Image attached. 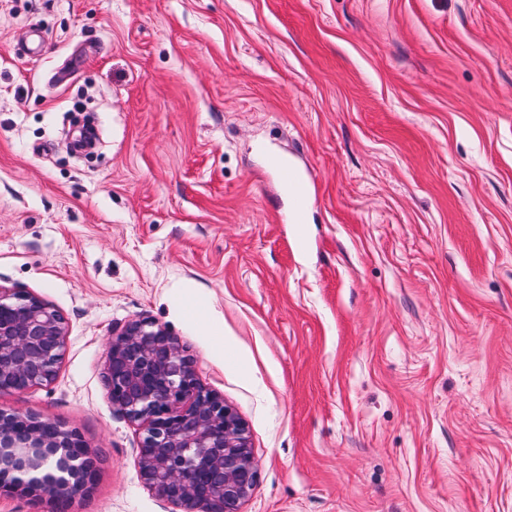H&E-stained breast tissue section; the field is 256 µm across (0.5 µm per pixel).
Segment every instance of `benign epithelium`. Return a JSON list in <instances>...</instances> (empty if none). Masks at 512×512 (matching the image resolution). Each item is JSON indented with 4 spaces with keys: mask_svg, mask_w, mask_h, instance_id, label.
<instances>
[{
    "mask_svg": "<svg viewBox=\"0 0 512 512\" xmlns=\"http://www.w3.org/2000/svg\"><path fill=\"white\" fill-rule=\"evenodd\" d=\"M66 334L52 304L0 287V394L50 384ZM104 379L112 406L142 431L138 463L150 489L181 512H240L258 480L248 429L200 382L177 337L145 318L112 328ZM95 478L79 433L0 408V492L46 495L68 512Z\"/></svg>",
    "mask_w": 512,
    "mask_h": 512,
    "instance_id": "obj_1",
    "label": "benign epithelium"
}]
</instances>
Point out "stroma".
<instances>
[{
  "label": "stroma",
  "mask_w": 512,
  "mask_h": 512,
  "mask_svg": "<svg viewBox=\"0 0 512 512\" xmlns=\"http://www.w3.org/2000/svg\"><path fill=\"white\" fill-rule=\"evenodd\" d=\"M0 286L67 320L0 407L82 435L71 512H175L103 377L138 317L245 422L241 512H512V0H0Z\"/></svg>",
  "instance_id": "stroma-1"
}]
</instances>
